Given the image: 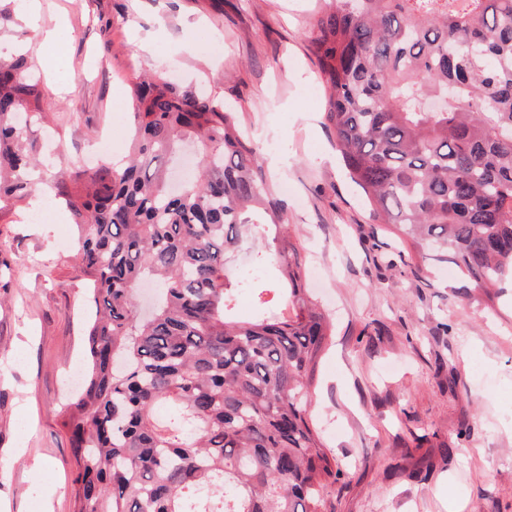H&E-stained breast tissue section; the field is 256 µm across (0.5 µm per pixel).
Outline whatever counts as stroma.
I'll return each mask as SVG.
<instances>
[{"label": "stroma", "instance_id": "stroma-1", "mask_svg": "<svg viewBox=\"0 0 512 512\" xmlns=\"http://www.w3.org/2000/svg\"><path fill=\"white\" fill-rule=\"evenodd\" d=\"M68 25L45 44L24 25L0 54L34 50L46 122L36 152L59 163L97 156L104 132L134 135L133 73L165 70L233 112L285 218L314 266L311 292L332 335L316 369L309 423L342 470L325 512H512V284L494 299L459 294L455 267L396 251L351 184L325 120L328 97L311 38L329 0H41ZM160 34L145 52L133 32ZM219 35L222 53H187L185 31ZM49 202L0 209V512H74L76 465L63 426L86 350L88 278L72 218ZM457 373L449 388V373ZM421 438L436 464L408 477Z\"/></svg>", "mask_w": 512, "mask_h": 512}]
</instances>
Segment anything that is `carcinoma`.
I'll return each instance as SVG.
<instances>
[{
	"mask_svg": "<svg viewBox=\"0 0 512 512\" xmlns=\"http://www.w3.org/2000/svg\"><path fill=\"white\" fill-rule=\"evenodd\" d=\"M326 119L377 224L476 289L512 281V0H332L314 26ZM25 56L0 60V201L51 189L93 281L83 389L64 423L75 512H322L341 469L309 424L331 336L301 246L233 113L134 76L126 166L36 173ZM192 142L197 174L168 186ZM263 275L227 274L239 257ZM157 282L152 313L136 287ZM243 291L256 312L239 321Z\"/></svg>",
	"mask_w": 512,
	"mask_h": 512,
	"instance_id": "cac0c4a2",
	"label": "carcinoma"
}]
</instances>
